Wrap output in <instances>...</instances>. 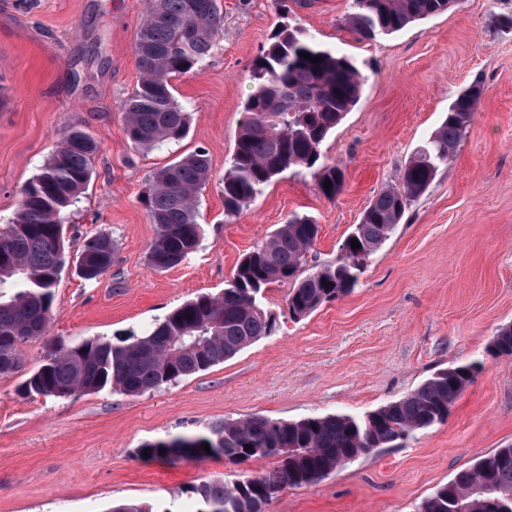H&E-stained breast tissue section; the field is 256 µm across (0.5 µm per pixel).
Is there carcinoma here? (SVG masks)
Segmentation results:
<instances>
[{
  "mask_svg": "<svg viewBox=\"0 0 512 512\" xmlns=\"http://www.w3.org/2000/svg\"><path fill=\"white\" fill-rule=\"evenodd\" d=\"M454 0H353L345 24L363 38L392 34L411 23L445 13ZM221 0H148L134 45L140 79L122 103L133 147L153 149L185 136L188 113L178 104L170 79L187 74L210 55L223 29ZM319 56L314 64L299 56ZM253 92L247 119L224 173V215L233 218L287 170L310 171L318 190L333 199L344 173L320 164L321 146L360 99L365 76L347 56L323 48L305 29L283 24L251 66ZM481 86L461 92L440 127L405 164L398 184L383 188L345 238L336 261L305 272L319 224L292 215L238 263L218 293H204L176 307L144 335L118 343L99 338L54 342L43 363L22 383L25 394L65 398L105 388L138 396L208 370L276 331V316L261 306L274 282L292 281L288 314L302 319L344 297L358 284L367 259L401 223L408 205L448 164L466 136L481 98ZM99 141L72 128L40 173L21 191L15 221L0 229V378L24 364L22 345L45 333L53 288L67 265L64 215L85 190ZM211 164L194 151L157 170L145 194L157 227L149 264L166 270L185 261L199 243L197 193ZM331 181L326 191L325 181ZM360 247L351 248V240ZM116 243L106 233L88 238L76 267L95 280L114 262ZM489 350L512 356V325L501 327ZM476 366L441 369L407 396L363 416L313 415L284 421L264 415L224 420L206 433H187L144 444L138 455L168 462L222 457L231 462L264 458L273 467L235 478H213L193 488L194 512H265L287 487L312 485L331 473L393 447L448 417V410L474 382ZM208 444L211 454L201 449ZM251 446L246 450L245 446ZM166 450L160 454L159 450ZM109 512H170L144 502L119 501ZM418 512H512V445L497 448L455 474L424 499Z\"/></svg>",
  "mask_w": 512,
  "mask_h": 512,
  "instance_id": "carcinoma-1",
  "label": "carcinoma"
}]
</instances>
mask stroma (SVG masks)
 <instances>
[{"label": "stroma", "instance_id": "obj_1", "mask_svg": "<svg viewBox=\"0 0 512 512\" xmlns=\"http://www.w3.org/2000/svg\"><path fill=\"white\" fill-rule=\"evenodd\" d=\"M352 0H311L282 13L273 0H223V33L211 56L173 78L189 114L177 145L134 149L121 105L139 80L134 44L146 0H0V227L22 188L64 134L100 143L94 174L66 219L71 258L54 290L44 336L22 347L27 371L49 343L141 333L198 294L223 289L239 260L291 214L320 226L309 264L334 261L343 240L414 150L472 84L482 95L448 165L409 205L367 261L358 286L292 319L291 289L273 283L263 306L273 336L176 384L127 396L112 389L65 398L26 395L24 373L0 378V512H109L117 501L194 512V486L270 468L224 458L171 463L138 457L143 444L261 414L282 420L361 415L406 396L436 371L477 363L445 422L381 448L302 488H286L266 512H417L420 502L481 456L512 444V356L486 348L512 324V0H455L443 14L393 34L361 38L344 24ZM354 59L366 78L357 104L321 147L340 167L334 199L312 174L277 177L239 215L224 214V172L246 119L250 70L283 18ZM205 149L211 177L198 193L202 237L167 269L147 259L156 236L142 199L153 173ZM117 243L112 267L81 278L85 240Z\"/></svg>", "mask_w": 512, "mask_h": 512}]
</instances>
